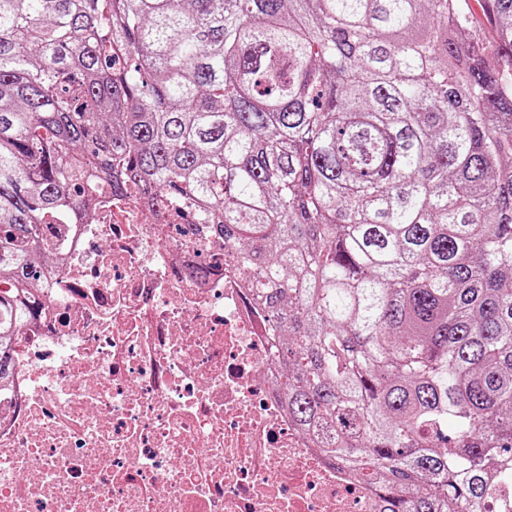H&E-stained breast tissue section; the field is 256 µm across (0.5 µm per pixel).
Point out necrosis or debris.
Segmentation results:
<instances>
[{"mask_svg":"<svg viewBox=\"0 0 512 512\" xmlns=\"http://www.w3.org/2000/svg\"><path fill=\"white\" fill-rule=\"evenodd\" d=\"M95 197L14 338L0 512H383L272 390L273 336L231 246L175 238L136 196Z\"/></svg>","mask_w":512,"mask_h":512,"instance_id":"1","label":"necrosis or debris"}]
</instances>
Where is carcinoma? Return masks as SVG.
I'll return each mask as SVG.
<instances>
[{"instance_id": "1", "label": "carcinoma", "mask_w": 512, "mask_h": 512, "mask_svg": "<svg viewBox=\"0 0 512 512\" xmlns=\"http://www.w3.org/2000/svg\"><path fill=\"white\" fill-rule=\"evenodd\" d=\"M485 2L490 45L458 0H0V385L91 172L234 244L274 390L386 512H512V0Z\"/></svg>"}]
</instances>
